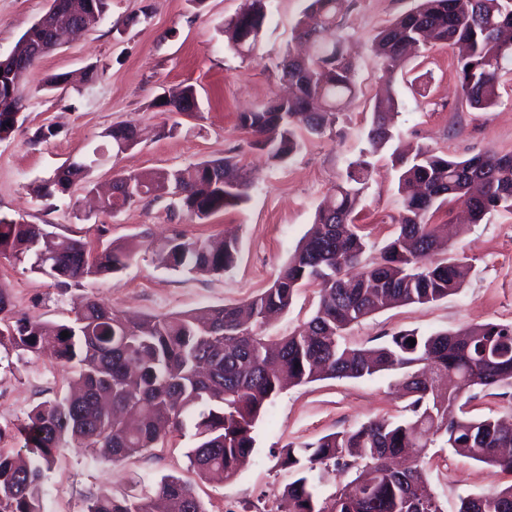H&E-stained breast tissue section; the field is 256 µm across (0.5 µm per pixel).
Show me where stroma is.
I'll return each mask as SVG.
<instances>
[{"label":"stroma","mask_w":512,"mask_h":512,"mask_svg":"<svg viewBox=\"0 0 512 512\" xmlns=\"http://www.w3.org/2000/svg\"><path fill=\"white\" fill-rule=\"evenodd\" d=\"M246 0H112L107 15L80 36L69 38L27 74L21 120L0 139V219L40 224L99 252L109 242H138L135 257L110 278L84 281L61 292L28 265L0 257V287L13 309L50 323L72 316L74 299L90 297L117 312L160 315L235 305L264 291L287 263L310 228L316 210L333 193L349 162L368 148L370 105L380 92L381 64L371 50L383 25L410 9L414 0H347L342 36L355 69L358 93L333 131L303 134L300 151L287 163L268 162L252 149V136L238 115L286 94L279 58L299 51L296 23L307 0H271L270 14L256 48L231 50L224 22ZM50 0H0V56L47 11ZM95 67L91 83L43 91L54 73ZM193 86L199 110L192 115L163 112L154 102ZM402 103L395 137L405 146L427 144L465 159L478 152L512 153V74L501 81L499 104L481 111L461 95L455 53L426 46L405 63L393 86ZM133 125L141 141L126 151L111 150L93 174L108 187L116 174L184 168L233 157L250 181L248 197L208 219L173 209L168 198L145 199L114 214L89 217L86 189L40 203L34 187L68 159L101 144L102 132ZM391 148L371 158L373 174L355 222L368 241L366 258L379 256L397 234L401 195ZM436 224H458L449 241L463 253L470 271L458 293L430 304H408L372 314L354 325L345 340L375 347L402 330L420 335L454 330L468 323L512 322V211L499 209L482 221H463L462 206L437 211ZM190 238L236 237V265L221 275L199 276L158 265L152 248L172 232ZM314 288H300L291 306L267 329L283 336L315 311ZM71 372L45 356L0 361V426L24 423L32 408L66 393ZM397 375L388 371L364 378L324 379L283 390L271 413L253 429L250 464L236 476L215 481L195 471L187 453L195 444L192 427L168 436L164 445L112 463L89 451L61 449L44 481L43 512H84L89 492L106 489L117 497H137L154 482L173 475L186 481L206 512H225L226 503L279 499L295 478L281 466L279 451L322 436L359 427L376 417L402 419L406 399L394 392ZM425 474L446 512H456L461 496L512 483V474L453 454L428 448Z\"/></svg>","instance_id":"1"}]
</instances>
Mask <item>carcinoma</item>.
Masks as SVG:
<instances>
[{
  "instance_id": "cac0c4a2",
  "label": "carcinoma",
  "mask_w": 512,
  "mask_h": 512,
  "mask_svg": "<svg viewBox=\"0 0 512 512\" xmlns=\"http://www.w3.org/2000/svg\"><path fill=\"white\" fill-rule=\"evenodd\" d=\"M89 27L103 19L111 0H93ZM415 6L383 27L372 41L388 80L405 60L409 46L443 45L458 50L457 73L463 98L473 109L499 101L503 72L512 70V3L509 0H414ZM343 0H310L297 22L300 36L314 47L311 58L283 57L282 76L296 88L287 100L262 103L239 114L253 135L252 148L272 163H283L302 146L299 131L321 135L336 125L357 85L341 40ZM270 0H249L246 9L224 21L229 46L241 51L254 27L266 24ZM33 24L16 45L27 58L25 71L10 83L24 92L28 71L42 59L30 43L43 38ZM65 83H87L89 73L51 74L48 90ZM18 100L0 79V134L19 124ZM155 106L165 112L197 110L191 86ZM401 102L389 93L371 110L368 153L393 139L391 119ZM134 129L117 126L102 134L105 143L91 156L100 163L117 137ZM399 183L421 188L404 198L397 237L380 258L348 276L366 249L355 211L372 177L362 154L352 161L329 203L272 284L250 298L245 308L219 306L201 314L177 312L138 316L116 314L94 299L74 301L70 321L51 324L18 315L0 288V347L17 355L48 353L76 369L75 392L45 400L16 428L22 448H0V512H41V484L60 449L106 450L112 462L141 455L191 421L197 444L190 465L205 475L231 478L250 461L253 428L287 386L323 377L362 378L389 370L401 372L410 416L379 418L354 430L337 432L300 446L288 445L281 464L296 478L282 493L283 512H444L421 473L426 448L443 441L453 453L512 473V424L492 417L472 418L466 407L473 389L512 387V324L477 322L453 331L419 336L400 331L383 345L352 349L343 333L365 317L401 304H427L458 292L467 257L445 249V224L434 213L455 201L473 222L496 208L512 210V154L474 155L459 160L424 146L411 157L392 154ZM93 168L81 156L58 168L34 190L39 200L63 196L78 183L91 184ZM114 182L123 198L109 197L102 208L120 210L146 197L169 194L176 206L199 220L244 200L246 174L231 158L207 160L191 168L120 174ZM161 266L175 271L222 274L237 260L235 240L189 239L175 234L153 247ZM135 254L131 243L109 244L90 254L75 238L56 235L38 224L0 220V257L27 263L67 290L82 281L111 276ZM304 286L318 290L309 320L289 335L265 336L269 318L286 310ZM67 331L64 338L61 333ZM415 339L410 345L408 339ZM356 477L333 494V507H317L316 490L336 473ZM206 512L180 478L165 476L149 494L134 500L105 491L91 494L84 512ZM457 512H512V484L485 494L459 498Z\"/></svg>"
}]
</instances>
